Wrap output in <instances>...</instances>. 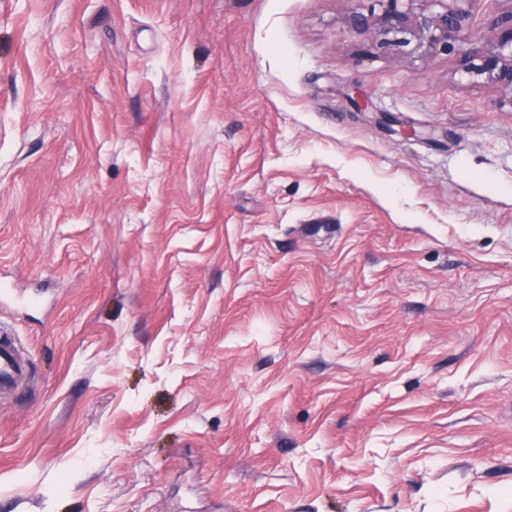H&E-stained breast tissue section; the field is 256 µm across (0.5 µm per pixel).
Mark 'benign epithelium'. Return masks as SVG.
<instances>
[{"instance_id": "7a95c632", "label": "benign epithelium", "mask_w": 512, "mask_h": 512, "mask_svg": "<svg viewBox=\"0 0 512 512\" xmlns=\"http://www.w3.org/2000/svg\"><path fill=\"white\" fill-rule=\"evenodd\" d=\"M367 12L352 11L350 30L385 51L411 48L421 56L460 55L465 73L512 96V14L488 21L490 36L465 39L469 12L448 0H431L434 9L416 10L414 0H368Z\"/></svg>"}]
</instances>
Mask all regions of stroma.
<instances>
[{"label": "stroma", "mask_w": 512, "mask_h": 512, "mask_svg": "<svg viewBox=\"0 0 512 512\" xmlns=\"http://www.w3.org/2000/svg\"><path fill=\"white\" fill-rule=\"evenodd\" d=\"M360 6L0 0V512H512V98ZM16 351L12 335L0 325V385L12 384L23 374V365Z\"/></svg>", "instance_id": "stroma-1"}]
</instances>
